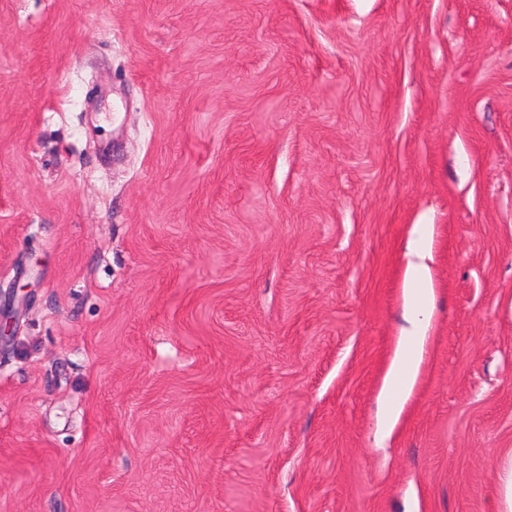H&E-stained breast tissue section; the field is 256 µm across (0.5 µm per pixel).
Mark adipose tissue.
Here are the masks:
<instances>
[{
  "label": "adipose tissue",
  "instance_id": "obj_1",
  "mask_svg": "<svg viewBox=\"0 0 512 512\" xmlns=\"http://www.w3.org/2000/svg\"><path fill=\"white\" fill-rule=\"evenodd\" d=\"M403 295L413 305L414 313L409 319V328L398 340L379 394L382 418L390 426L397 422L422 362L430 318L428 308L433 301L430 268L424 251H416L414 261L406 268Z\"/></svg>",
  "mask_w": 512,
  "mask_h": 512
}]
</instances>
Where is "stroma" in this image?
Here are the masks:
<instances>
[{
  "label": "stroma",
  "instance_id": "obj_1",
  "mask_svg": "<svg viewBox=\"0 0 512 512\" xmlns=\"http://www.w3.org/2000/svg\"><path fill=\"white\" fill-rule=\"evenodd\" d=\"M0 322V512H500L512 0H0ZM413 253L416 260L406 268L403 295L413 305L414 313L409 319L410 327L398 340L379 394L382 418L390 427L399 419L405 399L416 383L429 325L428 308L433 301L426 253L418 248Z\"/></svg>",
  "mask_w": 512,
  "mask_h": 512
}]
</instances>
